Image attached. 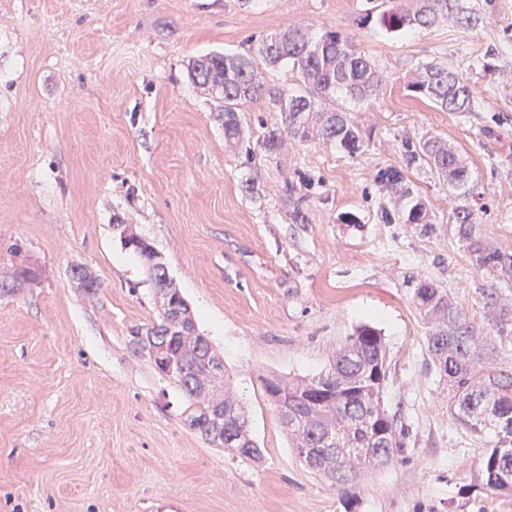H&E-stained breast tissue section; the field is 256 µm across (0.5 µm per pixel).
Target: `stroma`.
Segmentation results:
<instances>
[{"label":"stroma","mask_w":512,"mask_h":512,"mask_svg":"<svg viewBox=\"0 0 512 512\" xmlns=\"http://www.w3.org/2000/svg\"><path fill=\"white\" fill-rule=\"evenodd\" d=\"M364 0H0V512H512L479 486L496 440L448 407L452 392L411 302L413 277L447 288L471 321L483 279L448 221L452 191L410 171L437 216L432 232L383 224L377 168L402 165V138L456 148L482 193L484 236L512 250V0H470L476 31L443 23L406 36L361 29ZM338 27L389 76L350 115L365 151L285 139L254 160L224 140L217 100L193 60L246 51L289 26ZM463 70L478 112H443L406 88L422 63ZM305 197L293 222L284 191ZM357 221L343 223L344 214ZM124 224L157 251L261 450L212 447L185 398L131 341L161 302ZM98 279L86 293L73 266ZM381 329L388 412L404 454L369 470L353 505L295 454L261 379L311 378L360 325Z\"/></svg>","instance_id":"stroma-1"}]
</instances>
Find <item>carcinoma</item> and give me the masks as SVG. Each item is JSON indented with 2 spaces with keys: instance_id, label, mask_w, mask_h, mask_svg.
<instances>
[{
  "instance_id": "carcinoma-1",
  "label": "carcinoma",
  "mask_w": 512,
  "mask_h": 512,
  "mask_svg": "<svg viewBox=\"0 0 512 512\" xmlns=\"http://www.w3.org/2000/svg\"><path fill=\"white\" fill-rule=\"evenodd\" d=\"M370 7L358 25L375 23L391 35H406L429 29L442 21L474 30L480 13L467 0H417L414 10L405 0H367ZM285 66L296 75L299 87L272 86L260 77L261 67ZM193 82L220 100L224 116V139L242 140V106L265 101L281 112V125L267 130L257 141L251 157H271L285 136L309 145H332L350 155L365 151L363 138L349 116L350 109L333 107L332 97L356 106L379 95L385 76L353 37L336 28L292 26L270 34L237 54H207L192 64ZM408 88L443 112L465 115L475 111L482 91L463 71L428 62L420 67ZM404 165L377 170L374 181L394 203L383 204L380 219L385 224L436 223L426 202L408 178L409 170L428 166L432 174L453 190L448 215L459 249L484 274L478 285L483 307L492 316L489 327L475 325L434 280H415L411 300L422 319L431 325L427 348L453 393L450 405L454 420L474 434L486 428L496 431L495 445L476 463L483 489L491 494L512 492V378L488 370L478 374L476 362L496 352L503 337L512 335V305L500 285L512 280V252L483 236L475 221L471 201L481 196L478 183L456 150L436 137L401 141ZM125 241L147 264L163 308L158 318L136 332L134 343L154 368L152 348L166 345L165 357L173 363L168 379L178 386L188 402L187 417L196 418L195 432L209 445L236 457L255 460L261 449L249 433L244 407L224 395L221 382L213 381L211 364L219 358L207 337L198 333L194 317L186 327L168 334L165 315L185 299L165 276L152 245L138 236ZM389 375V350L380 330L362 325L346 337L329 367L318 376L288 384L274 377L262 379L267 401L288 429L298 457L313 472L346 492L357 489L370 468L388 464L404 452L403 429L397 415L384 408L382 399ZM224 420V441L208 433V415Z\"/></svg>"
}]
</instances>
